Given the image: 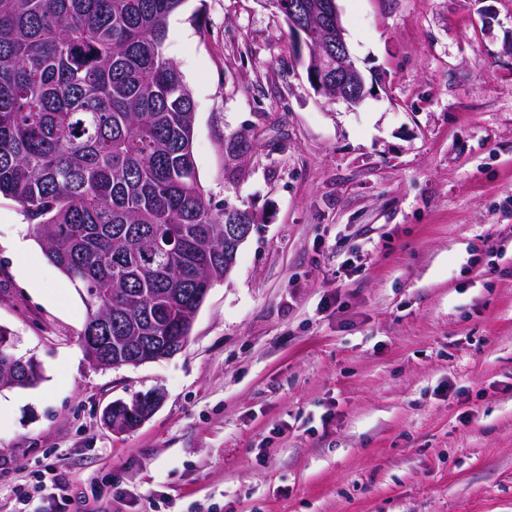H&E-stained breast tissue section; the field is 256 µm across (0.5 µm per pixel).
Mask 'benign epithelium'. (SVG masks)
Returning <instances> with one entry per match:
<instances>
[{
	"label": "benign epithelium",
	"instance_id": "1",
	"mask_svg": "<svg viewBox=\"0 0 512 512\" xmlns=\"http://www.w3.org/2000/svg\"><path fill=\"white\" fill-rule=\"evenodd\" d=\"M288 25L308 49L303 59L314 90L354 105L374 96L351 56L337 0H295L288 6ZM253 229L251 224L224 225V251H235ZM162 395L152 393L128 410L125 419H105L115 432H128L147 421L158 409Z\"/></svg>",
	"mask_w": 512,
	"mask_h": 512
}]
</instances>
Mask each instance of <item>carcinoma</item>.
<instances>
[{
  "instance_id": "obj_1",
  "label": "carcinoma",
  "mask_w": 512,
  "mask_h": 512,
  "mask_svg": "<svg viewBox=\"0 0 512 512\" xmlns=\"http://www.w3.org/2000/svg\"><path fill=\"white\" fill-rule=\"evenodd\" d=\"M185 0H0V195L78 289L107 369L183 335L224 279V212L199 183L194 102L163 52ZM20 361L0 327V388Z\"/></svg>"
}]
</instances>
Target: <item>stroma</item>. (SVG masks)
<instances>
[{"label": "stroma", "mask_w": 512, "mask_h": 512, "mask_svg": "<svg viewBox=\"0 0 512 512\" xmlns=\"http://www.w3.org/2000/svg\"><path fill=\"white\" fill-rule=\"evenodd\" d=\"M338 6L377 89L355 108L265 0L172 15L199 182L256 219L174 356L92 367L77 289L0 196V327L43 369L0 391V505L52 466L39 512H512V0ZM155 388L137 430L103 425Z\"/></svg>", "instance_id": "1"}]
</instances>
